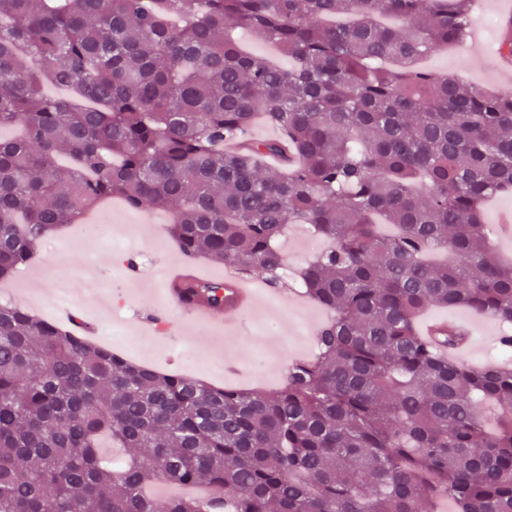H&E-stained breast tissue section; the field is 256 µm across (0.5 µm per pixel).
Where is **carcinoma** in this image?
Returning <instances> with one entry per match:
<instances>
[{"label": "carcinoma", "mask_w": 512, "mask_h": 512, "mask_svg": "<svg viewBox=\"0 0 512 512\" xmlns=\"http://www.w3.org/2000/svg\"><path fill=\"white\" fill-rule=\"evenodd\" d=\"M476 24L473 0H0V131L21 128L0 135V280L113 197L172 213L189 275L207 259L279 289L288 226L333 242L301 273L331 319L270 391L0 304V512H512V362L468 365L465 330L417 324L465 308L512 350L484 211L512 193V89L415 66ZM258 115L278 136H250ZM169 293L224 306L222 280ZM105 439L143 452L116 466Z\"/></svg>", "instance_id": "cac0c4a2"}]
</instances>
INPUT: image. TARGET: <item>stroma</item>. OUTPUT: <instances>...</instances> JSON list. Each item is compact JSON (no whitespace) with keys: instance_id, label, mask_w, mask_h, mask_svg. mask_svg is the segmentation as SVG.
<instances>
[{"instance_id":"1","label":"stroma","mask_w":512,"mask_h":512,"mask_svg":"<svg viewBox=\"0 0 512 512\" xmlns=\"http://www.w3.org/2000/svg\"><path fill=\"white\" fill-rule=\"evenodd\" d=\"M475 12L489 18L480 34L423 59L421 66L459 74L474 85L505 87L506 80L496 66L500 40L491 0H475ZM111 221L123 224L131 236V251L139 257L136 275H129L123 266L126 254L113 250L110 238L101 230ZM168 222V214L133 211L115 201L90 214L82 224L65 229L46 255L58 278L70 283L72 294L64 309L52 298H43L44 317L59 319L65 309L80 310L94 324L96 341L113 351L161 369L177 368L221 386L270 388L280 380L287 356L314 352L316 330L328 314L288 290L264 292V308L229 347L210 336L206 328L184 321L176 309L168 313L169 321L179 328L175 343L155 342L142 334V319L151 316L163 300L160 292L150 289L158 265L181 259L166 233ZM429 316L455 322L466 330L468 338L459 353L465 362L481 365L493 360L499 330L488 320L464 309L433 310ZM228 362L240 366L238 376L225 374Z\"/></svg>"}]
</instances>
